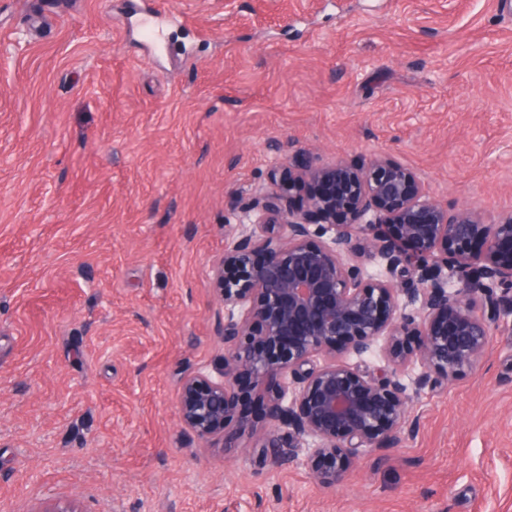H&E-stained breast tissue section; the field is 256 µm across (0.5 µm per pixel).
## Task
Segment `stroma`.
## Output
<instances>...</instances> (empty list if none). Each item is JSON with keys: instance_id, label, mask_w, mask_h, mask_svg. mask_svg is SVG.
I'll return each instance as SVG.
<instances>
[{"instance_id": "stroma-1", "label": "stroma", "mask_w": 512, "mask_h": 512, "mask_svg": "<svg viewBox=\"0 0 512 512\" xmlns=\"http://www.w3.org/2000/svg\"><path fill=\"white\" fill-rule=\"evenodd\" d=\"M375 153L512 213V0H0V512H512L511 324L334 487L179 424L231 202Z\"/></svg>"}]
</instances>
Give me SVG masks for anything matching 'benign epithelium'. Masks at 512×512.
<instances>
[{"instance_id":"obj_1","label":"benign epithelium","mask_w":512,"mask_h":512,"mask_svg":"<svg viewBox=\"0 0 512 512\" xmlns=\"http://www.w3.org/2000/svg\"><path fill=\"white\" fill-rule=\"evenodd\" d=\"M301 179L321 190L294 210ZM210 288L224 310V356L182 378V429L209 448H234L247 431L271 467L304 448L311 477L333 486L361 451L413 431L401 370L418 364L421 383L448 384L512 315V214L494 224L468 208L450 215L381 155L297 168L284 157L224 224ZM377 345L391 370L348 361ZM266 381L277 386L256 421L243 406Z\"/></svg>"}]
</instances>
